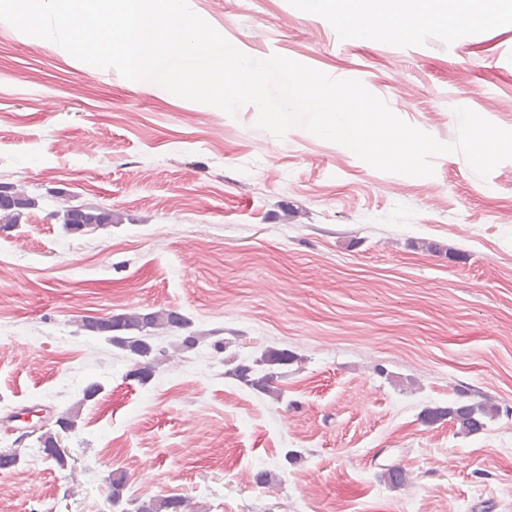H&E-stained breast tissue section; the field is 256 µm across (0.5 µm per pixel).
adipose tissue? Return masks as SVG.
I'll return each instance as SVG.
<instances>
[{
    "mask_svg": "<svg viewBox=\"0 0 512 512\" xmlns=\"http://www.w3.org/2000/svg\"><path fill=\"white\" fill-rule=\"evenodd\" d=\"M469 4L470 0H445L444 5L439 6L435 0H413L411 9L370 16L364 10V0H338L336 14L341 27L354 30L361 36L366 35L371 26L380 25L390 35L406 37L420 16L448 32H455L462 20L470 18Z\"/></svg>",
    "mask_w": 512,
    "mask_h": 512,
    "instance_id": "obj_1",
    "label": "adipose tissue"
}]
</instances>
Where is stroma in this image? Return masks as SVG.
<instances>
[{
    "instance_id": "35a3bbf8",
    "label": "stroma",
    "mask_w": 512,
    "mask_h": 512,
    "mask_svg": "<svg viewBox=\"0 0 512 512\" xmlns=\"http://www.w3.org/2000/svg\"><path fill=\"white\" fill-rule=\"evenodd\" d=\"M189 4L246 55L360 80L440 141L457 136L455 108L481 112L489 94L502 106L487 120L512 130V21L370 41L304 0ZM257 116L0 21V181L38 199L0 231V448L16 436L7 413L78 412L71 468L33 460L26 440L0 472V512H109L120 473L130 498L188 512H512V416L475 435L422 417L512 408V159L482 178L448 153L406 176ZM87 203L110 206L112 227L65 233L59 210ZM137 309L178 310L201 338L166 344L144 385L80 328ZM269 347L297 356L277 399L225 374ZM92 382L103 390L83 401ZM392 465L405 485L385 479Z\"/></svg>"
}]
</instances>
